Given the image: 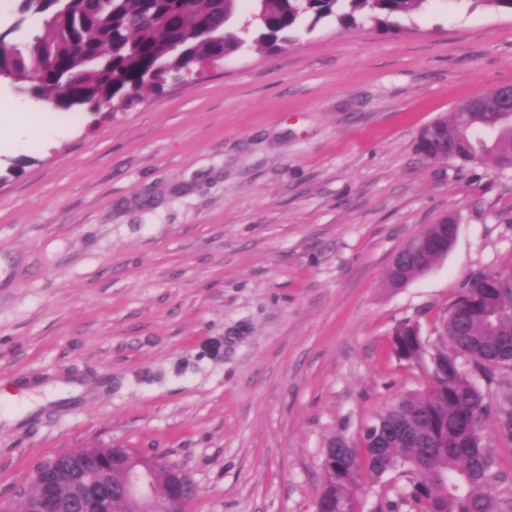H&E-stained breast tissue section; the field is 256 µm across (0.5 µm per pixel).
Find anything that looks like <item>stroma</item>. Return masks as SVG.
Here are the masks:
<instances>
[{
  "instance_id": "35a3bbf8",
  "label": "stroma",
  "mask_w": 512,
  "mask_h": 512,
  "mask_svg": "<svg viewBox=\"0 0 512 512\" xmlns=\"http://www.w3.org/2000/svg\"><path fill=\"white\" fill-rule=\"evenodd\" d=\"M504 84L512 14L472 0L394 33L327 19L109 112L0 83V377L43 383L28 426L0 419V503L41 461L120 445L187 471L192 512H313L327 439L430 381L394 328L435 341L470 275L512 273V170L415 150ZM447 213L448 253L387 287Z\"/></svg>"
}]
</instances>
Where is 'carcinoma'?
Wrapping results in <instances>:
<instances>
[{
	"label": "carcinoma",
	"instance_id": "1",
	"mask_svg": "<svg viewBox=\"0 0 512 512\" xmlns=\"http://www.w3.org/2000/svg\"><path fill=\"white\" fill-rule=\"evenodd\" d=\"M252 2L245 17L247 0H192L188 9L177 0H24L26 9L47 19L24 40L0 38V79L26 71L36 58L43 71L35 90L43 98L67 94L77 103L98 97L106 104L127 63L178 46L152 80L128 78L123 106L129 107L160 89L168 75L233 55L249 41L272 50L303 25L311 31L331 17L344 26L369 20L394 30L428 0ZM417 152L432 161L488 162L506 170L512 163V122L488 104L454 111L425 126ZM423 234L416 255L391 265L389 287L429 272L450 248L453 228L433 224ZM391 345L403 360L429 358L431 385L379 412L360 440L342 433L329 438L324 456L335 478L320 486L314 512H362L361 484L399 469L403 487L384 495L375 512H512V474L491 446L495 439L512 447V387L500 382L502 372L512 371V274H473L449 307L434 344L404 322L395 328ZM102 474L112 484V502L122 500L126 472L108 468ZM38 496L32 480L20 492L19 507L0 504V512H34Z\"/></svg>",
	"mask_w": 512,
	"mask_h": 512
}]
</instances>
